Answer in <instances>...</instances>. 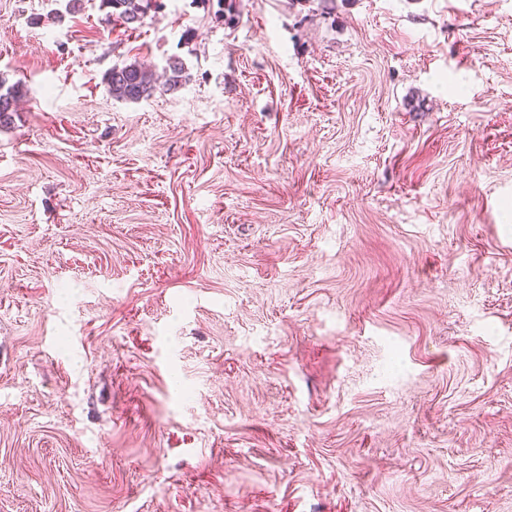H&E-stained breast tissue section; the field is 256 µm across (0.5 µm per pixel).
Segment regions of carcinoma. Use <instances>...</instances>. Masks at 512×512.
<instances>
[{
    "label": "carcinoma",
    "mask_w": 512,
    "mask_h": 512,
    "mask_svg": "<svg viewBox=\"0 0 512 512\" xmlns=\"http://www.w3.org/2000/svg\"><path fill=\"white\" fill-rule=\"evenodd\" d=\"M152 0H101V7L107 9L105 21H118L128 29H137L145 23L151 10ZM190 80L185 63L179 57L168 58L161 77L143 63L114 64L104 75L108 93L117 101L139 102L156 92L174 93ZM20 86L10 84L0 76V126L10 124L13 112L17 111Z\"/></svg>",
    "instance_id": "1"
}]
</instances>
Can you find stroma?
<instances>
[{"label": "stroma", "instance_id": "1", "mask_svg": "<svg viewBox=\"0 0 512 512\" xmlns=\"http://www.w3.org/2000/svg\"><path fill=\"white\" fill-rule=\"evenodd\" d=\"M160 3L0 0V512H512V0ZM151 3L152 0H101V6L109 9L104 19L107 23L118 21L134 30L145 23ZM185 63L179 57L168 58L161 80L139 61L114 64L104 75L108 93L117 101L139 102L156 92L174 93L190 80ZM20 86L18 83L8 84V80L0 76V126L10 124L13 112H17V103L20 99Z\"/></svg>", "mask_w": 512, "mask_h": 512}]
</instances>
